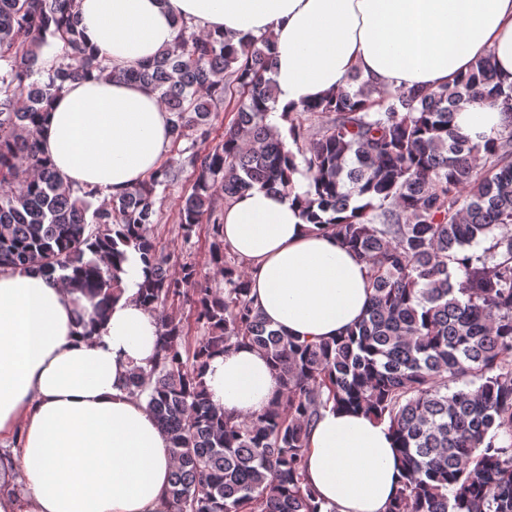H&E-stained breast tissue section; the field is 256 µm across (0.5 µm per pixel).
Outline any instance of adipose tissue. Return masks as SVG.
I'll return each mask as SVG.
<instances>
[{
    "mask_svg": "<svg viewBox=\"0 0 512 512\" xmlns=\"http://www.w3.org/2000/svg\"><path fill=\"white\" fill-rule=\"evenodd\" d=\"M87 49L122 69L175 41L178 22L271 36L278 108L320 100L352 72L378 87L451 85L482 58L512 83V0H77ZM171 115L142 84L107 76L67 83L38 138L64 183L118 196L160 164ZM224 241L250 265L266 321L313 342L366 314L364 262L291 198L253 189L224 206ZM124 292L101 324L94 302L57 280L0 271V439L25 486H0V512H173L167 435L126 385L158 354L160 322L141 305L142 264L129 253ZM211 402L232 416L263 413L280 394L266 354L246 344L210 359ZM307 479L337 512H386L402 473L386 424L322 410L308 439Z\"/></svg>",
    "mask_w": 512,
    "mask_h": 512,
    "instance_id": "1",
    "label": "adipose tissue"
}]
</instances>
